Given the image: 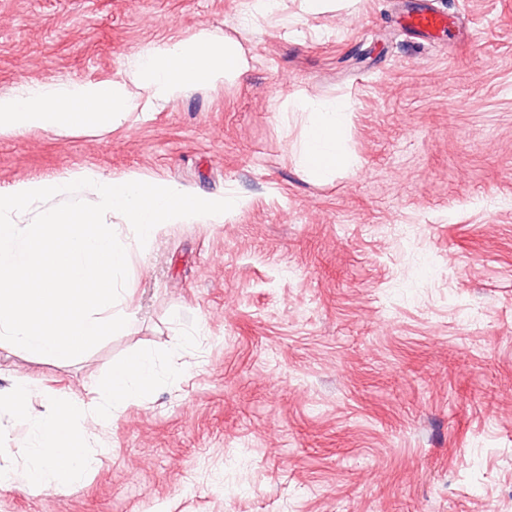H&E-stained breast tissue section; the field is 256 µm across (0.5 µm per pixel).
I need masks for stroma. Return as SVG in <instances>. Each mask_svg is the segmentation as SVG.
I'll list each match as a JSON object with an SVG mask.
<instances>
[{"instance_id": "stroma-1", "label": "stroma", "mask_w": 512, "mask_h": 512, "mask_svg": "<svg viewBox=\"0 0 512 512\" xmlns=\"http://www.w3.org/2000/svg\"><path fill=\"white\" fill-rule=\"evenodd\" d=\"M338 3L0 0V96L107 84L203 29L251 60L105 131L0 136V191L91 169L244 201L135 247L128 324L82 358L0 351L35 418L139 349L183 370L99 430L78 490L0 489V512H512V0H432L459 26L435 43L397 0ZM296 91L349 106L331 181L299 164Z\"/></svg>"}]
</instances>
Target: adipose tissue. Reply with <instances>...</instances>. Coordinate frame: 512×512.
<instances>
[{
	"label": "adipose tissue",
	"instance_id": "adipose-tissue-1",
	"mask_svg": "<svg viewBox=\"0 0 512 512\" xmlns=\"http://www.w3.org/2000/svg\"><path fill=\"white\" fill-rule=\"evenodd\" d=\"M250 63L237 44L199 31L191 40L142 49L127 80L108 84H42L0 97V135L30 129L56 133L108 128L135 111L141 101L175 100L200 84L214 87L240 79ZM309 115L300 143L304 168L330 179L344 162L342 139L348 106L336 100L297 96Z\"/></svg>",
	"mask_w": 512,
	"mask_h": 512
}]
</instances>
